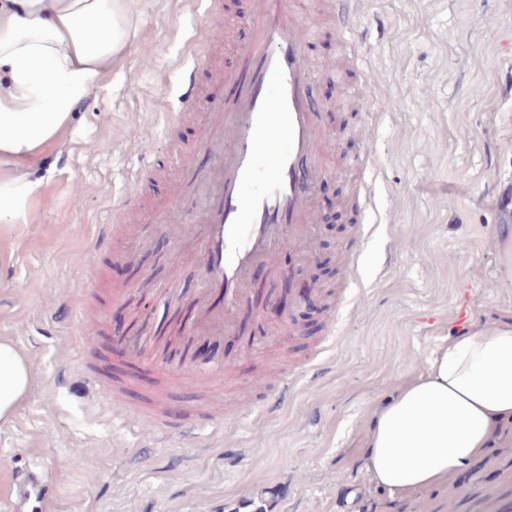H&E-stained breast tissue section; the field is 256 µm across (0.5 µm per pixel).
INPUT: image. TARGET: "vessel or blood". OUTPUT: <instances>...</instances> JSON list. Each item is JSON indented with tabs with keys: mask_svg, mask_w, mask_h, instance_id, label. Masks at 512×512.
Segmentation results:
<instances>
[{
	"mask_svg": "<svg viewBox=\"0 0 512 512\" xmlns=\"http://www.w3.org/2000/svg\"><path fill=\"white\" fill-rule=\"evenodd\" d=\"M222 0H208L200 32L205 50L192 53L178 81L179 108L169 124L195 112L200 78L214 93L207 100L208 120L196 143L182 147L174 171L159 174L162 182L180 181L179 191L155 207V221L169 226L183 223V200L194 183L211 190L205 221L195 235V257L204 286L195 297V316L184 330L199 337L220 339L237 333V315L256 271H272L275 253L288 246L309 251L316 217L311 197L324 175L319 161L325 134L316 119L310 91L317 75L306 45L312 27L290 0H247L245 20L249 38L235 45L240 67L218 66L207 48L221 45L225 30L211 17ZM361 0H332L336 34L349 55H357L356 19ZM364 178L358 203L372 206L371 175L376 169L372 151L357 160ZM93 306L77 310L78 342L93 355L87 322ZM130 362L140 371L166 375L167 382L152 388L149 397L163 404L169 385L190 372L187 348L174 347L163 364L146 360L138 342H131ZM54 487L38 466L18 471L14 478L11 512H34L50 501Z\"/></svg>",
	"mask_w": 512,
	"mask_h": 512,
	"instance_id": "1",
	"label": "vessel or blood"
}]
</instances>
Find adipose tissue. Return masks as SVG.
I'll list each match as a JSON object with an SVG mask.
<instances>
[{"instance_id": "obj_1", "label": "adipose tissue", "mask_w": 512, "mask_h": 512, "mask_svg": "<svg viewBox=\"0 0 512 512\" xmlns=\"http://www.w3.org/2000/svg\"><path fill=\"white\" fill-rule=\"evenodd\" d=\"M136 33L134 0H0V221H25L36 183L24 168L72 121ZM30 371L0 341V420L24 400ZM364 468L393 495L441 483L488 448L512 420V317L449 337L425 370L371 413Z\"/></svg>"}]
</instances>
